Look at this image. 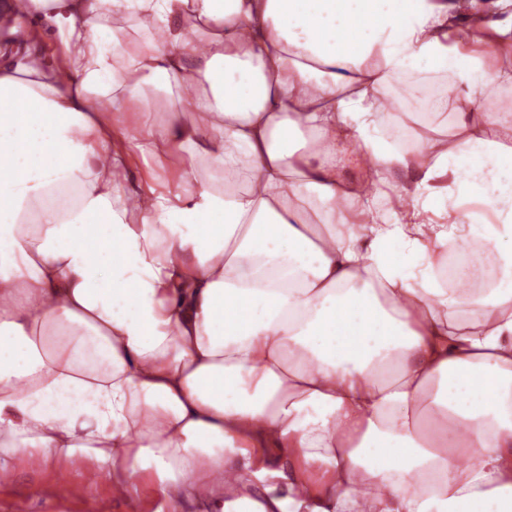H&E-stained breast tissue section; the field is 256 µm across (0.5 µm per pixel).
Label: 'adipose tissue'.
<instances>
[{"mask_svg": "<svg viewBox=\"0 0 512 512\" xmlns=\"http://www.w3.org/2000/svg\"><path fill=\"white\" fill-rule=\"evenodd\" d=\"M0 15L26 47L0 67V455L164 494L279 456L288 494L259 512H512V112L476 107L512 90L483 66L512 56V0ZM158 80L192 116L127 138ZM141 156L172 180L133 185ZM489 259L503 277L472 287Z\"/></svg>", "mask_w": 512, "mask_h": 512, "instance_id": "adipose-tissue-1", "label": "adipose tissue"}]
</instances>
